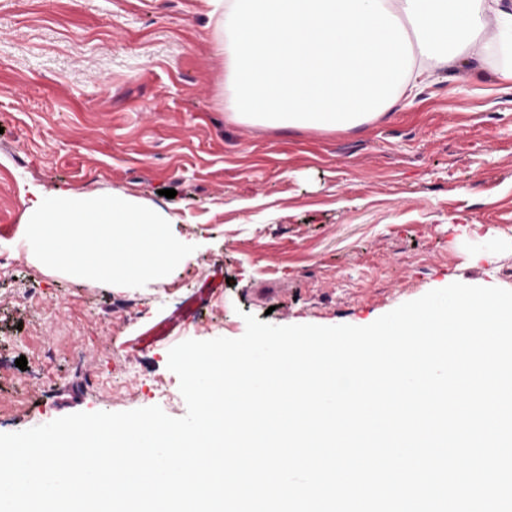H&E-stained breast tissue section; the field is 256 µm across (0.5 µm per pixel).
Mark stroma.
<instances>
[{
  "instance_id": "obj_1",
  "label": "stroma",
  "mask_w": 512,
  "mask_h": 512,
  "mask_svg": "<svg viewBox=\"0 0 512 512\" xmlns=\"http://www.w3.org/2000/svg\"><path fill=\"white\" fill-rule=\"evenodd\" d=\"M208 12L0 0V433L77 412L182 417L169 350L241 337L247 313L366 326L454 282L512 290V93L494 75L512 58L491 51L482 78L456 69L348 131L258 124L229 107ZM28 184L121 192L195 250L142 288L53 270L25 238Z\"/></svg>"
}]
</instances>
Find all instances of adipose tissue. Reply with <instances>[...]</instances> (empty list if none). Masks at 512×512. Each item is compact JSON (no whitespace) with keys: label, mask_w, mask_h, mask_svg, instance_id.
<instances>
[{"label":"adipose tissue","mask_w":512,"mask_h":512,"mask_svg":"<svg viewBox=\"0 0 512 512\" xmlns=\"http://www.w3.org/2000/svg\"><path fill=\"white\" fill-rule=\"evenodd\" d=\"M239 117L346 130L449 63L512 55V0H206Z\"/></svg>","instance_id":"1"}]
</instances>
